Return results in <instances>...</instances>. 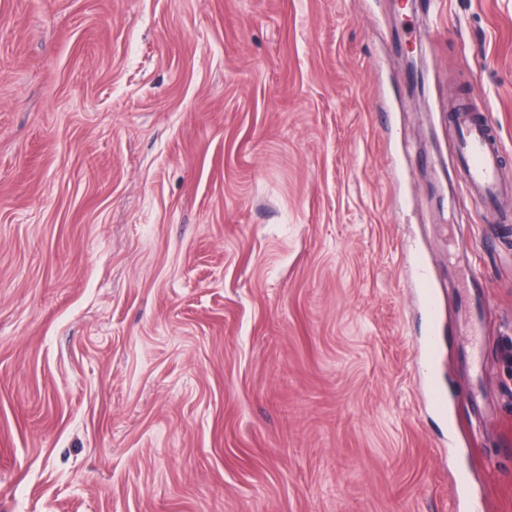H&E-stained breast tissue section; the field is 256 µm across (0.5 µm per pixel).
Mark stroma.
<instances>
[{
  "label": "stroma",
  "mask_w": 512,
  "mask_h": 512,
  "mask_svg": "<svg viewBox=\"0 0 512 512\" xmlns=\"http://www.w3.org/2000/svg\"><path fill=\"white\" fill-rule=\"evenodd\" d=\"M452 102L512 185V0H0V512H512ZM414 267L419 275V284L421 288V294L424 300V304L429 314L432 316L435 322L438 321L439 305L437 303L436 295L434 293L433 281L428 277L426 264L424 259L418 256L414 257ZM485 307V302L481 300L475 312L471 313L462 325L465 334L470 336L474 344L473 366L476 372L481 371L485 364V345L482 338Z\"/></svg>",
  "instance_id": "obj_1"
}]
</instances>
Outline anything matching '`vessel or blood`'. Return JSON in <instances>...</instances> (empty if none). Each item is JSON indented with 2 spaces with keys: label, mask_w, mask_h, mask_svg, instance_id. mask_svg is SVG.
I'll list each match as a JSON object with an SVG mask.
<instances>
[{
  "label": "vessel or blood",
  "mask_w": 512,
  "mask_h": 512,
  "mask_svg": "<svg viewBox=\"0 0 512 512\" xmlns=\"http://www.w3.org/2000/svg\"><path fill=\"white\" fill-rule=\"evenodd\" d=\"M457 129V153L467 174L469 194L488 207L501 205L506 192L499 180L502 152L499 141L489 122L482 114L471 109L456 110L452 115ZM414 266L419 275L421 294L430 315H437L439 305L434 293V284L427 275L423 258H415ZM484 322L483 307H476L463 323L466 335L473 341V366L482 370L485 364V345L482 338Z\"/></svg>",
  "instance_id": "obj_1"
}]
</instances>
